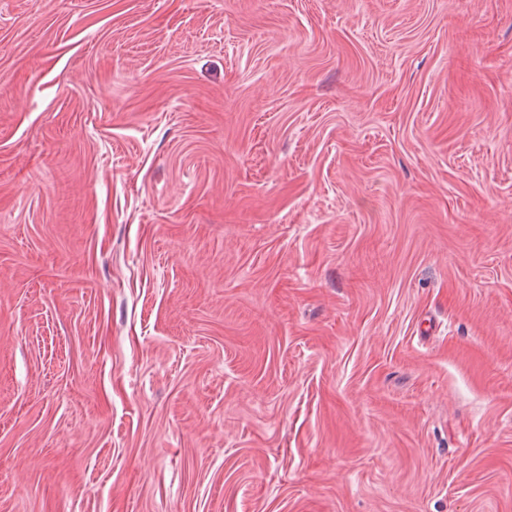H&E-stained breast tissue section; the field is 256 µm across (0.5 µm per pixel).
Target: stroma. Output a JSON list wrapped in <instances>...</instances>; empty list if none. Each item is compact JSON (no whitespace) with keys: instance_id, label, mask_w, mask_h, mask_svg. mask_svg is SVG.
<instances>
[{"instance_id":"35a3bbf8","label":"stroma","mask_w":512,"mask_h":512,"mask_svg":"<svg viewBox=\"0 0 512 512\" xmlns=\"http://www.w3.org/2000/svg\"><path fill=\"white\" fill-rule=\"evenodd\" d=\"M0 512H512V0H0Z\"/></svg>"}]
</instances>
